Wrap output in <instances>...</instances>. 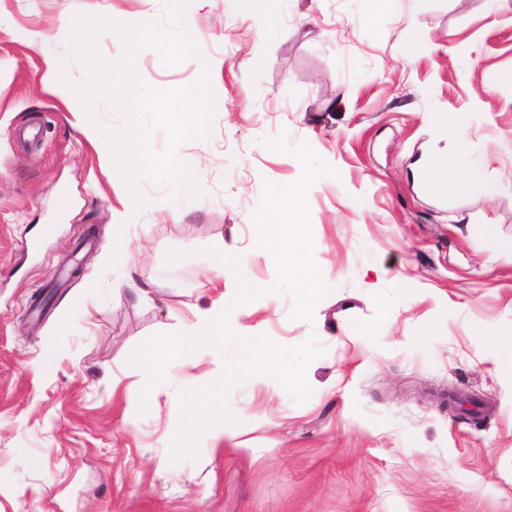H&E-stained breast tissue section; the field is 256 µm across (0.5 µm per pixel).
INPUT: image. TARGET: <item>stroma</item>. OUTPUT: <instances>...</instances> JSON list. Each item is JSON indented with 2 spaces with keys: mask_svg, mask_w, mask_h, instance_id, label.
<instances>
[{
  "mask_svg": "<svg viewBox=\"0 0 512 512\" xmlns=\"http://www.w3.org/2000/svg\"><path fill=\"white\" fill-rule=\"evenodd\" d=\"M257 2L274 29L207 0L199 57L137 54L157 88L208 73L216 108L210 134L179 148L200 196L143 179L139 210L46 61L68 57L65 21H155L166 0H0V512H512V377L472 334L512 328V260L498 254L512 239V84L496 80L512 71V0H388L376 21L367 0ZM454 112L468 116L462 143L440 124ZM283 130L340 173L308 194L330 292L310 322L291 319L287 294L229 322L286 346L316 337L313 394L299 404L252 377L228 395L223 439L206 431L198 458L175 461L186 375L214 382L233 349L193 350L149 395L130 357L232 301L218 253L240 256L250 284L274 282L251 214L264 181L300 175L263 144ZM461 149L493 199L413 178L422 152ZM116 223L136 283L118 297L98 264Z\"/></svg>",
  "mask_w": 512,
  "mask_h": 512,
  "instance_id": "obj_1",
  "label": "stroma"
}]
</instances>
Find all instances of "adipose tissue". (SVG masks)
<instances>
[{
	"mask_svg": "<svg viewBox=\"0 0 512 512\" xmlns=\"http://www.w3.org/2000/svg\"><path fill=\"white\" fill-rule=\"evenodd\" d=\"M413 167L425 181L439 188L480 193L489 198L497 192L496 185L485 179L481 170L464 152L451 158L434 151L425 152L414 160Z\"/></svg>",
	"mask_w": 512,
	"mask_h": 512,
	"instance_id": "adipose-tissue-1",
	"label": "adipose tissue"
}]
</instances>
